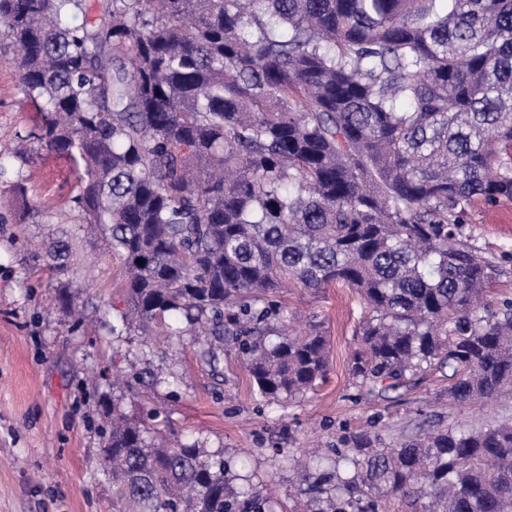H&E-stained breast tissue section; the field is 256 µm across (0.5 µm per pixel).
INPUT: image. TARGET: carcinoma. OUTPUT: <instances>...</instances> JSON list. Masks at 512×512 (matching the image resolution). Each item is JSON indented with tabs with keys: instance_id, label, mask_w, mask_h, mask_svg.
<instances>
[{
	"instance_id": "1",
	"label": "carcinoma",
	"mask_w": 512,
	"mask_h": 512,
	"mask_svg": "<svg viewBox=\"0 0 512 512\" xmlns=\"http://www.w3.org/2000/svg\"><path fill=\"white\" fill-rule=\"evenodd\" d=\"M35 132L0 157L68 158L73 208L123 266L112 335L229 345L268 403L322 383L321 325L290 288H348V371L373 393L448 370L452 405L512 388V300L465 232L512 200V0H0ZM143 260L138 264L137 260ZM119 512H273L233 459L112 401ZM301 512H512V422L353 431Z\"/></svg>"
}]
</instances>
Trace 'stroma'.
Masks as SVG:
<instances>
[{
  "mask_svg": "<svg viewBox=\"0 0 512 512\" xmlns=\"http://www.w3.org/2000/svg\"><path fill=\"white\" fill-rule=\"evenodd\" d=\"M35 123L16 64L5 58L0 140L16 141ZM20 171L29 213L0 223V512H115L101 448L103 415L116 402L135 418L158 412L160 428L257 472L260 495L277 502L278 512H291L304 497L289 457L335 447L359 427L375 426L393 445L423 430L512 418L510 391L480 409L446 404L440 395L448 380L434 370L407 391L378 395L355 387L347 362L361 308L339 285L289 300L291 322L318 318L330 338L326 383L293 401L261 400L235 350L224 349L209 363L186 339L152 345L135 332L113 336L121 265L106 235L88 233L70 203L75 171L47 154L33 156ZM463 221L501 268L489 285L491 299L512 298V201L476 203ZM63 239L81 258L59 270L47 251ZM62 292L81 310L83 324L60 304ZM116 372L139 379L118 401Z\"/></svg>",
  "mask_w": 512,
  "mask_h": 512,
  "instance_id": "stroma-1",
  "label": "stroma"
}]
</instances>
